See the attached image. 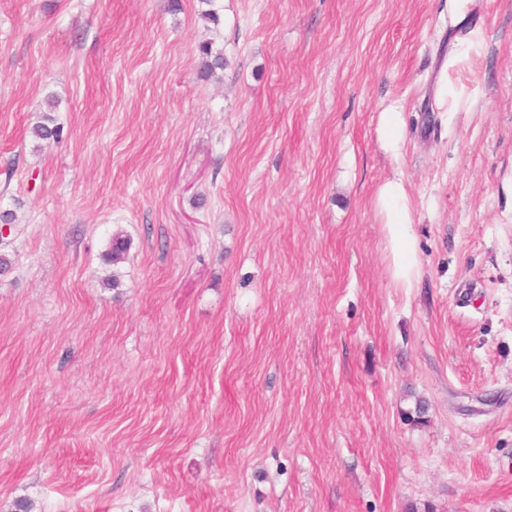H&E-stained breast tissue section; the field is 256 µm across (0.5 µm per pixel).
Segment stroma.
I'll use <instances>...</instances> for the list:
<instances>
[{"label": "stroma", "mask_w": 512, "mask_h": 512, "mask_svg": "<svg viewBox=\"0 0 512 512\" xmlns=\"http://www.w3.org/2000/svg\"><path fill=\"white\" fill-rule=\"evenodd\" d=\"M219 4L0 0V512H512V0ZM202 55L203 64L200 71V77L208 79L216 73V70L224 69V54L222 50L212 49L211 43H203L199 46ZM381 125L384 146L387 151L394 152L402 140L403 119L402 113L394 108L382 112ZM42 119V122L33 127V135L40 140L61 142L66 136L64 126L57 123L56 119L50 115H44ZM378 212L385 224L393 262V277L412 286L418 276V258L406 188L399 178L382 184L377 192Z\"/></svg>", "instance_id": "1"}]
</instances>
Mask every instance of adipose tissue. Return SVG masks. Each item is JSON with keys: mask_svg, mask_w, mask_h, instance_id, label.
<instances>
[{"mask_svg": "<svg viewBox=\"0 0 512 512\" xmlns=\"http://www.w3.org/2000/svg\"><path fill=\"white\" fill-rule=\"evenodd\" d=\"M377 203L387 230L393 277L402 285H413L418 276V258L414 249L409 198L401 179L393 178L382 184L377 192Z\"/></svg>", "mask_w": 512, "mask_h": 512, "instance_id": "adipose-tissue-1", "label": "adipose tissue"}]
</instances>
